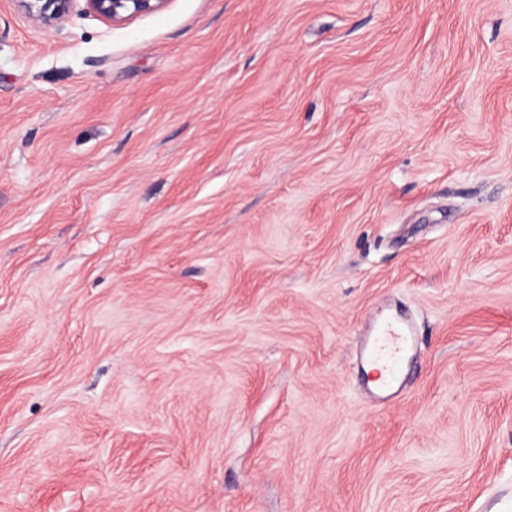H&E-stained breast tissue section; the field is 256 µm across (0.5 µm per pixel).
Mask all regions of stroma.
<instances>
[{"mask_svg":"<svg viewBox=\"0 0 512 512\" xmlns=\"http://www.w3.org/2000/svg\"><path fill=\"white\" fill-rule=\"evenodd\" d=\"M0 512H512V0H0ZM24 15L48 30H60L78 0H14ZM86 9L109 22L123 21L136 15L159 11L166 0H83ZM378 332L381 336H374L372 342L369 337H365L361 343L360 361L370 359L372 361L377 353L382 349L381 342L390 337L397 345L396 350L405 354L416 345V333L412 322L405 318H399L393 322L383 324ZM387 368L385 378L379 383V386L372 392L378 402H389L401 388V374H398V365L391 363Z\"/></svg>","mask_w":512,"mask_h":512,"instance_id":"stroma-1","label":"stroma"}]
</instances>
